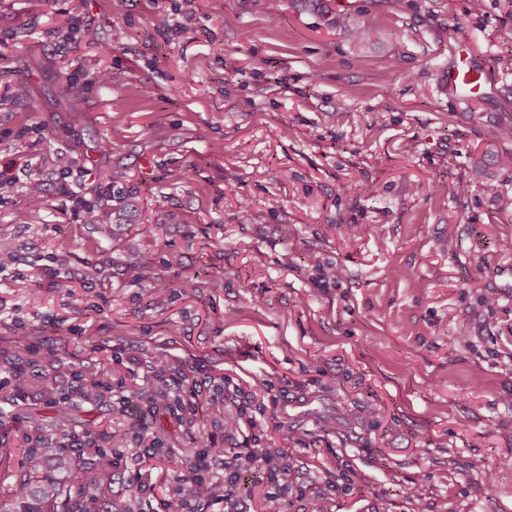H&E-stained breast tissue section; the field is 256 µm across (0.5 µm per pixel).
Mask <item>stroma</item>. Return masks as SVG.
I'll use <instances>...</instances> for the list:
<instances>
[{"label":"stroma","mask_w":512,"mask_h":512,"mask_svg":"<svg viewBox=\"0 0 512 512\" xmlns=\"http://www.w3.org/2000/svg\"><path fill=\"white\" fill-rule=\"evenodd\" d=\"M267 3L0 0V173L20 180L0 204L16 238L0 359L27 344L38 370L23 402L0 390V498L53 432L42 377L91 364L128 386L117 345L279 403L249 433L294 451L287 512H512V213L485 191L512 193L489 162L512 153V0H279L273 18ZM461 47L483 78L464 100L447 80ZM65 162L116 174L126 205L76 221ZM37 257L75 288L26 287ZM126 411L106 394L71 408L96 432ZM148 426L165 452L145 491L116 473L102 512L177 495L166 451L185 429L162 412Z\"/></svg>","instance_id":"stroma-1"}]
</instances>
